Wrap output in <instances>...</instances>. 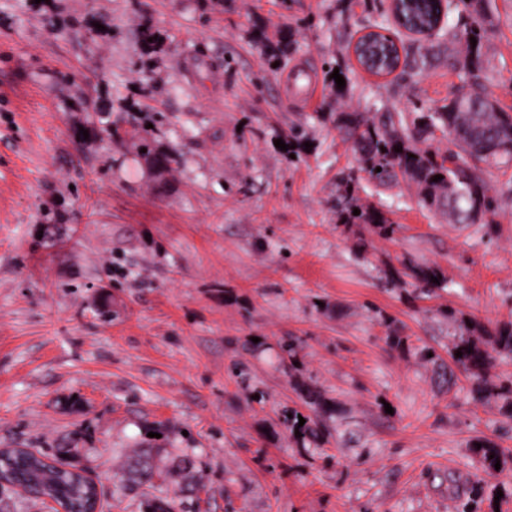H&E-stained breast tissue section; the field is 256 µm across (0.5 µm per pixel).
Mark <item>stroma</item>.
Listing matches in <instances>:
<instances>
[{
    "instance_id": "1",
    "label": "stroma",
    "mask_w": 512,
    "mask_h": 512,
    "mask_svg": "<svg viewBox=\"0 0 512 512\" xmlns=\"http://www.w3.org/2000/svg\"><path fill=\"white\" fill-rule=\"evenodd\" d=\"M480 82L512 113V0H491ZM388 0H0V448H78L119 495L131 450L194 458L176 512H512V461L485 475L468 445L512 450V420L448 355L445 309L512 323V163L490 167L492 227L458 229L404 187L361 196L399 229L361 253L337 224L355 163L337 96L362 111L442 104L458 75L369 76L350 44ZM152 33L145 41L144 33ZM341 65L344 86L327 63ZM316 72L310 104L287 94ZM309 151L275 142L296 123ZM150 153H142V142ZM178 152L155 176L152 157ZM441 267L428 298L393 286L403 258ZM398 329L408 345L384 342ZM296 339L295 366L280 343ZM327 412L298 442L281 410Z\"/></svg>"
}]
</instances>
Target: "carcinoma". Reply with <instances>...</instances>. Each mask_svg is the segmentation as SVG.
Masks as SVG:
<instances>
[{"mask_svg":"<svg viewBox=\"0 0 512 512\" xmlns=\"http://www.w3.org/2000/svg\"><path fill=\"white\" fill-rule=\"evenodd\" d=\"M467 22L458 26L441 25L436 31L417 39L413 46L383 42L363 44L361 57L372 61V67L391 70L403 62L398 77H415L443 58L448 69L460 74L467 91L453 95L447 102L430 108L412 103L407 112H363L348 109L336 113V124L355 154L356 166L342 172V195L336 205V223L346 231L359 234L368 229L386 240L395 238L397 225L377 205L365 202L359 195L361 181L390 189L405 183L412 189L420 206L448 218L450 224H491L498 210V192L485 176L482 165L506 164L512 161V113L498 107L480 87L478 72L482 65V41L492 25L490 0H460ZM435 0H407L404 15L409 28H433ZM476 43H471V39ZM450 137V146L441 149L434 144L435 131ZM402 151H395V147ZM441 175L443 179L434 180ZM360 213L353 214L354 210ZM391 281L399 286H412L428 295L447 285V278L437 265L400 261V267L389 269ZM438 282L431 281V277ZM462 356H456L457 352ZM448 357L454 368L448 369V385L455 384V372L472 383L479 400L502 402L504 413L512 419V377L490 379L495 362L512 357V325L476 336L472 331L456 334L448 345ZM305 404L310 414L288 409L283 421L290 433L301 432V438L316 434L314 416L323 409V401L308 393ZM483 470L492 475L495 463H505L506 451L483 440L481 446L470 443ZM79 448H59L54 454L40 448H8L0 459V473L9 484L27 487L32 498L51 499L69 512H95L104 507V490L96 489L76 464ZM194 468L188 459L177 469L162 472L154 464V449L137 448L125 472L123 489L144 499L146 512H174L168 498L156 494L158 481L188 477ZM488 483L474 482L465 502L457 512H479Z\"/></svg>","mask_w":512,"mask_h":512,"instance_id":"obj_1","label":"carcinoma"}]
</instances>
